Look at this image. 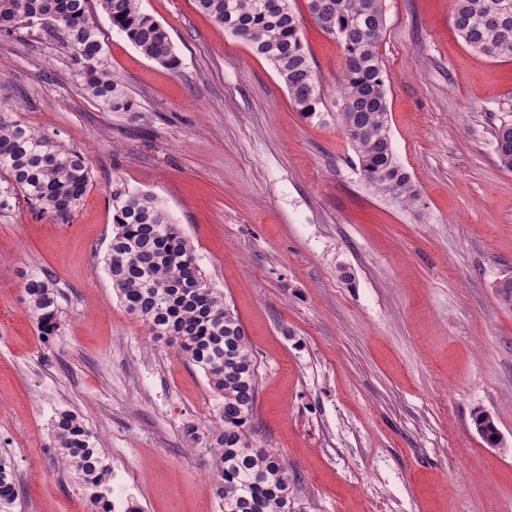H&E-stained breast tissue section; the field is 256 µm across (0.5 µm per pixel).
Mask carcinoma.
Masks as SVG:
<instances>
[{
  "label": "carcinoma",
  "mask_w": 512,
  "mask_h": 512,
  "mask_svg": "<svg viewBox=\"0 0 512 512\" xmlns=\"http://www.w3.org/2000/svg\"><path fill=\"white\" fill-rule=\"evenodd\" d=\"M91 0H0V32L40 26L66 46L79 67L83 90L101 108L128 112L131 101L112 76L104 41L89 16ZM384 0H307L309 13L344 52L336 113L365 184L408 206L417 197L389 135L379 45ZM197 8L268 61L306 119L321 116L323 91L307 53L301 19L291 0H195ZM454 28L467 46L492 59L512 60V0H451ZM113 27L146 58L179 65L168 29L143 12L139 0H96ZM500 164L512 170V123L495 130ZM86 156L27 124L0 114V182L33 209L59 219L79 206L90 184ZM113 234L104 258L112 287L128 313L201 370L218 399L212 431V477L221 512H295L288 463L250 440L259 392L257 363L243 324L199 267L195 251L158 200L141 191L112 195ZM499 305L512 311V275L495 285ZM28 315L43 339L59 335L58 292L43 272L24 281ZM58 464L93 494L96 512H114L99 491L111 470L99 441L77 413L64 410L51 425ZM12 459L0 455V512H19Z\"/></svg>",
  "instance_id": "1"
}]
</instances>
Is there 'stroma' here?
Masks as SVG:
<instances>
[{
  "mask_svg": "<svg viewBox=\"0 0 512 512\" xmlns=\"http://www.w3.org/2000/svg\"><path fill=\"white\" fill-rule=\"evenodd\" d=\"M293 7L320 121L195 0H141L170 33L173 70L92 10L128 112L91 99L69 50L39 28L0 36V113L91 169L67 219L21 199L0 210V452L21 512L95 510L55 465L50 423L64 409L97 434L113 500L220 512L199 477L217 398L125 310L106 270L124 189L164 205L242 322L260 381L251 440L287 460L301 512H512V312L495 293L512 275V171L493 137L512 120V61L470 50L448 0H385L391 141L417 190L404 208L362 181L336 118L343 49L305 0ZM33 269L58 290L49 342L24 301ZM477 410L503 448L475 433Z\"/></svg>",
  "mask_w": 512,
  "mask_h": 512,
  "instance_id": "stroma-1",
  "label": "stroma"
}]
</instances>
